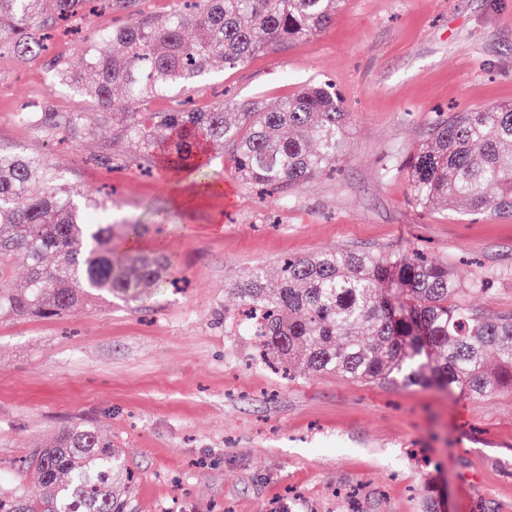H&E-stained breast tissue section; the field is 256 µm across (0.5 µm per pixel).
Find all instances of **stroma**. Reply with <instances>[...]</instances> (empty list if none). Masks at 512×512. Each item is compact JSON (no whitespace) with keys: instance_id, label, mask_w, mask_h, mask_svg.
Listing matches in <instances>:
<instances>
[{"instance_id":"stroma-1","label":"stroma","mask_w":512,"mask_h":512,"mask_svg":"<svg viewBox=\"0 0 512 512\" xmlns=\"http://www.w3.org/2000/svg\"><path fill=\"white\" fill-rule=\"evenodd\" d=\"M48 58L0 57V148L38 154L69 184L111 193L112 218L148 225L136 248L176 254L173 280L56 318H0V487L32 448L90 422L123 448L139 479L132 512H426V482L452 512H512V392L484 398L432 387L365 384L335 374L282 378L253 358L228 319L230 288L253 267L276 279L286 256L344 248L398 261L447 262L460 300L512 314V216L426 211L407 171L389 169L426 138L436 112L512 102V0H344L317 35L216 68L190 91L206 107L276 100L333 83L351 115L334 170L262 194L230 153L212 173L227 194L181 203L187 173L86 163L111 128L48 146L17 109L50 98L95 119L97 106L49 92ZM162 208L170 221L156 224ZM488 280L490 292L470 290Z\"/></svg>"}]
</instances>
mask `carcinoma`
I'll return each mask as SVG.
<instances>
[{
  "label": "carcinoma",
  "instance_id": "obj_1",
  "mask_svg": "<svg viewBox=\"0 0 512 512\" xmlns=\"http://www.w3.org/2000/svg\"><path fill=\"white\" fill-rule=\"evenodd\" d=\"M143 0H0V46L22 60L47 50L43 31L109 9L122 22L84 37L74 55L51 60L54 85L102 109L98 124L80 111L42 103L22 122L45 138L90 141L97 125L135 148L114 160L158 156L175 172L210 178L212 153L227 149L248 185L299 188L335 163L347 144L350 113L327 84L312 81L274 101L236 99L212 108L152 112L151 100L196 87L217 61L235 69L327 27L342 0H192L159 18ZM195 35L186 37L188 29ZM123 87L127 102L113 100ZM423 209L467 206L473 215L512 216V103L439 120L407 162ZM112 200L64 183L44 158L0 150V282L14 259L22 288L0 285V317L63 316L103 295L136 299L169 278L162 254L112 248L114 224L97 220ZM448 266L421 256L390 262L336 249L281 260L271 283L256 267L232 292L240 307L264 311L261 345L288 371L331 373L367 383L458 389L474 398L512 391V315L486 318L454 303ZM495 362L487 361L490 351ZM137 480L100 429L79 422L58 430L24 460L22 482L0 489V512H129L124 489Z\"/></svg>",
  "mask_w": 512,
  "mask_h": 512
}]
</instances>
